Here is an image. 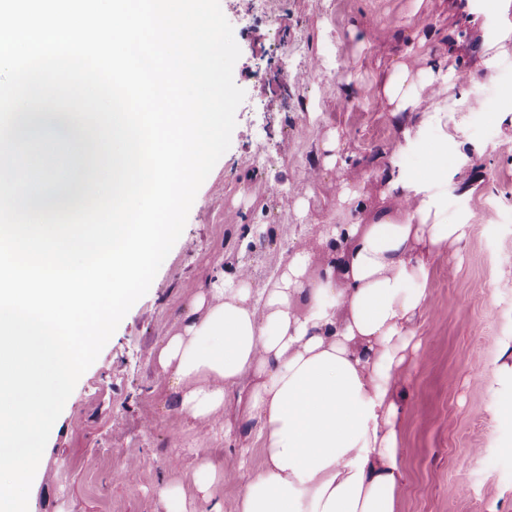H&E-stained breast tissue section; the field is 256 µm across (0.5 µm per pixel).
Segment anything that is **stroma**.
<instances>
[{"label": "stroma", "mask_w": 512, "mask_h": 512, "mask_svg": "<svg viewBox=\"0 0 512 512\" xmlns=\"http://www.w3.org/2000/svg\"><path fill=\"white\" fill-rule=\"evenodd\" d=\"M495 2L493 12L433 0L423 29L434 53L475 73L492 109L456 108L459 133L441 189L450 219L470 233L456 255L435 260L416 330L403 427L410 483L398 512H512V383L495 376L512 346V53L490 71L474 69L484 45L512 36V0ZM412 4L279 0L272 29L245 0H220L241 50L234 82L258 109L236 113L231 146L189 211L186 243H175L66 402L30 489L33 512H164L160 489L171 480L182 484L191 512H202L191 482L199 458L260 466V450L246 433H225L223 417L208 425L166 420L165 380L152 374L150 351L216 260L228 272L248 265L263 282L294 249H316L324 225L341 222L343 187L361 189L365 204L376 201L381 180L372 162L390 147L393 128L366 82L414 30ZM355 28L368 35L361 52ZM302 82L308 93L299 99L291 87ZM333 130L342 160L296 207L293 189Z\"/></svg>", "instance_id": "obj_1"}]
</instances>
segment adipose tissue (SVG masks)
<instances>
[{
	"label": "adipose tissue",
	"instance_id": "adipose-tissue-1",
	"mask_svg": "<svg viewBox=\"0 0 512 512\" xmlns=\"http://www.w3.org/2000/svg\"><path fill=\"white\" fill-rule=\"evenodd\" d=\"M418 58L425 68H414ZM447 81V58L410 34L370 89L391 118L395 151L437 132L431 166L418 174L377 163L380 200L368 207L360 191L342 190L339 210L357 217L318 235L322 263L295 249L261 284L245 266H215L153 346L173 421L230 415L262 451L254 471L199 460L192 484L209 512H224L217 493L227 483L242 486L236 512H397L409 484L402 422L415 326L433 261L467 235L439 189L456 99L417 109Z\"/></svg>",
	"mask_w": 512,
	"mask_h": 512
}]
</instances>
